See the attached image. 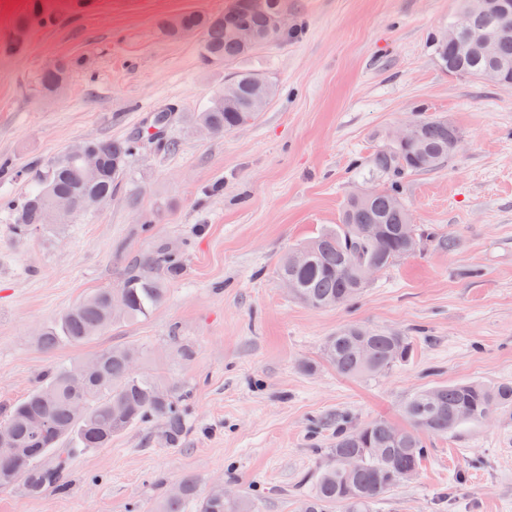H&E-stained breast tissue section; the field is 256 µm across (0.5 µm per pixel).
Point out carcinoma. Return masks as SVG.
Wrapping results in <instances>:
<instances>
[{"instance_id":"carcinoma-1","label":"carcinoma","mask_w":512,"mask_h":512,"mask_svg":"<svg viewBox=\"0 0 512 512\" xmlns=\"http://www.w3.org/2000/svg\"><path fill=\"white\" fill-rule=\"evenodd\" d=\"M504 12L469 15L464 9L448 19L464 39L474 29L496 36V51L488 58L480 53L460 54L442 36L431 39L440 65L460 78L480 80L487 71L502 80H512V0H503ZM276 0L262 7L251 0H232L218 16L200 13L180 15L184 28L200 35L199 55L203 63L222 62L233 66L256 49L241 45L232 33L237 26L248 27L260 39L277 46L288 40V26L270 33V19ZM68 78V64L58 61L44 69L39 78L41 92L54 96L57 84ZM236 101H224V93L214 95L209 105L197 113L196 122H206L220 136L238 125L251 122L275 96L276 87L266 77L248 70L236 72ZM172 113L159 111L152 117L151 136L164 144V128ZM414 144L405 152L384 145L371 158L374 172L387 177V185L371 191L352 193L344 206L340 224L323 229L317 237L284 255L278 276L290 281L294 298L316 310L334 308L361 294L368 282L361 269L373 264L378 270L392 266L421 247L436 241L433 232L412 227L414 238L404 236L411 224L400 178L408 172L438 168L454 150L453 137L461 131L446 118L416 121ZM136 139H97L92 149L102 161V172L94 182L86 181L78 160L66 155L44 168L27 174L30 190L16 207L14 225L25 235L45 230L48 197L69 199L72 210L57 223L64 224L81 212L79 200L90 194L112 196L114 187L129 172ZM377 224L381 234L373 237L368 227ZM305 254L302 262L296 256ZM181 261L174 250L157 253L149 267L131 273L119 288H101L65 312L40 336L45 349L61 343L80 344L92 331L106 329L118 319L147 317L166 297L165 276L175 274ZM414 350L411 338L383 330L349 327L326 339L323 355L336 373L344 377H378L408 360ZM143 357L140 349L118 346L104 350L90 361L96 370L76 383L73 366L62 365L44 376L21 401L12 405L0 430L9 433L10 443L0 445V486H24L30 495L46 488L64 490L69 462L74 451L106 448L112 437L130 428L164 420L165 441L175 446L186 432L189 413L187 395L178 393L160 380L138 372ZM83 405V414L73 411ZM512 409V382L496 384L467 382L424 388L416 391L404 406L409 423L399 428L386 419H377L353 435L336 432L334 447L328 449L329 462L320 467L311 494L303 498L298 512H372L374 502L406 482L427 457V439L446 434L464 423H480L485 417ZM195 502L197 512H253L243 497L224 498L211 492L196 495L195 481L186 479L156 502L153 512H185Z\"/></svg>"}]
</instances>
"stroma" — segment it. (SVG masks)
<instances>
[{"mask_svg":"<svg viewBox=\"0 0 512 512\" xmlns=\"http://www.w3.org/2000/svg\"><path fill=\"white\" fill-rule=\"evenodd\" d=\"M42 2L44 26L30 0H0V163L15 171L0 178V420L43 373L120 345L143 350L141 372L189 392L191 416L179 447L160 421L134 427L76 453L67 491L0 488V512H152L189 476L198 493L220 482L256 512H296L338 428L405 426L403 405L425 387L512 381V86L452 77L431 53L458 0H289L295 35L242 63L277 93L221 136L192 117L233 68L203 64L198 37H170L160 22L218 15L228 0H99L92 16ZM58 60L71 66L67 89L43 98L40 74ZM160 108L174 116L172 151L143 133ZM424 116L462 132L444 165L402 181L414 224L438 244L379 272L349 305L291 298L280 258L338 223L387 134ZM133 137L130 177L105 203L12 236L1 202L22 201L29 168L87 138ZM164 248L181 252L182 275L148 318L39 345L68 309ZM351 325L409 336L414 353L381 377L340 376L323 344ZM428 446L373 512H512V412Z\"/></svg>","mask_w":512,"mask_h":512,"instance_id":"35a3bbf8","label":"stroma"}]
</instances>
